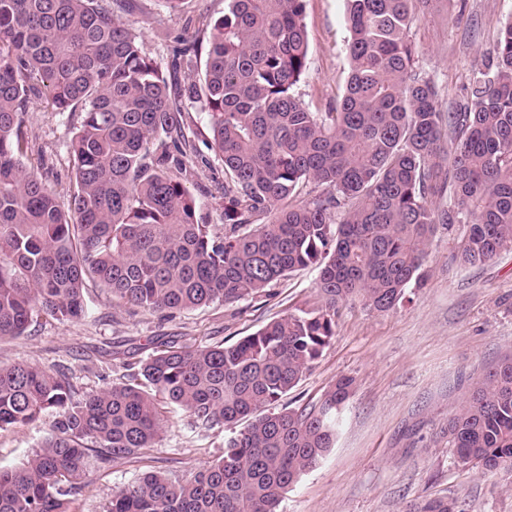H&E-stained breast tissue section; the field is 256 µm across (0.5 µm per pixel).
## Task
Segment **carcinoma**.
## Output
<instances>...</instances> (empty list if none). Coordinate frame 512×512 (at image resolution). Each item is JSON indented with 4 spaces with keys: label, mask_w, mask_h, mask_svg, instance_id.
<instances>
[{
    "label": "carcinoma",
    "mask_w": 512,
    "mask_h": 512,
    "mask_svg": "<svg viewBox=\"0 0 512 512\" xmlns=\"http://www.w3.org/2000/svg\"><path fill=\"white\" fill-rule=\"evenodd\" d=\"M226 2L165 69L124 20L136 0H0V340L45 314L84 317L88 281L173 314L237 303L314 266L322 304L234 343L166 344L98 393L60 369L1 365L0 430L52 422L25 463L0 469V512H72L93 464L155 447L156 393L194 429L246 425L195 474L147 475L114 490L106 512H278L334 447L352 392L341 378L276 407L330 345L340 306L393 308L422 282L439 224L469 225L465 266L512 250V21L466 104L445 114L409 39L432 0H345L346 85L312 112L293 94L308 64L305 0ZM201 52L198 80L176 85L174 70ZM43 90L52 111L80 118L65 200L24 160V116ZM185 101L201 105L224 169L220 229L199 222L183 183L209 164L183 131ZM311 180L327 192L282 205ZM444 196L451 208L439 212ZM448 447L461 467L512 468L511 354L448 419ZM419 512L457 505L430 499Z\"/></svg>",
    "instance_id": "1"
}]
</instances>
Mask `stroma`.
Returning a JSON list of instances; mask_svg holds the SVG:
<instances>
[{"instance_id":"obj_1","label":"stroma","mask_w":512,"mask_h":512,"mask_svg":"<svg viewBox=\"0 0 512 512\" xmlns=\"http://www.w3.org/2000/svg\"><path fill=\"white\" fill-rule=\"evenodd\" d=\"M344 15V0H306L308 65L295 94L314 112L326 111L347 80ZM511 20L512 0H433L409 36L441 105L460 99ZM127 21L146 51L169 65L177 37L186 33L184 15L168 13L159 0H137ZM26 129L27 163L68 196L72 121L40 99L27 113ZM223 186L201 164L189 177L201 222L223 224ZM467 230L464 224L439 228L424 263L425 281L408 288L395 308L378 312L358 300L343 305L331 345L288 400L298 405L318 398L343 377L354 378V392L334 448L288 491L280 512H417L430 498L457 502L462 512H512V469L457 467L448 447L449 417L483 371L512 353V250L473 267L452 263ZM317 279V269L309 267L253 298L167 316L117 305L107 290L91 285L85 317L46 319L27 335L0 342V363L63 369L81 391H102L121 382L131 358H146L155 345L234 342L316 306ZM161 411V440L92 468L75 512H105L118 487L148 473L185 477L223 454L230 429L194 430L181 410L165 404ZM48 432L45 420L0 430V468L21 464Z\"/></svg>"}]
</instances>
